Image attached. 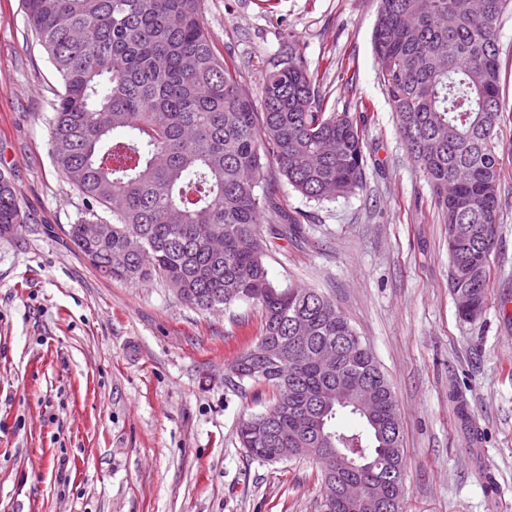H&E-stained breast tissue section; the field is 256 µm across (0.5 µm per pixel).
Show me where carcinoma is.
Listing matches in <instances>:
<instances>
[{
  "label": "carcinoma",
  "instance_id": "obj_1",
  "mask_svg": "<svg viewBox=\"0 0 512 512\" xmlns=\"http://www.w3.org/2000/svg\"><path fill=\"white\" fill-rule=\"evenodd\" d=\"M512 0H379L373 34L383 81L407 149L432 187L448 236L452 289L470 288L487 304L489 257L500 208L502 162L496 152L503 112L499 25ZM27 25L57 73L61 92L50 146L66 183L87 209L66 236L93 267L113 279L158 281L179 289L200 310L243 301L261 309L257 340L231 365V385H265L276 415L261 433L262 414L239 426L245 452L278 462L281 448L357 450L368 473L321 453V494L346 484L379 494L374 480L403 478L402 427L389 425L397 401L369 348L325 374L319 348L354 330L328 296L282 287L269 277L260 233L286 236L300 219L285 216L276 195L257 193L276 165L303 196L347 195L366 182L365 118L328 112L318 72L300 45L268 68L259 98L236 66L220 57L205 26L201 0H23ZM30 223L10 177L0 172V235ZM86 224H108L98 238ZM309 324L295 341L293 323ZM376 387L385 411L370 421L346 397L350 379ZM308 412L318 434L302 438L294 418ZM346 414L360 428L340 427Z\"/></svg>",
  "mask_w": 512,
  "mask_h": 512
}]
</instances>
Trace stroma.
I'll return each mask as SVG.
<instances>
[{"instance_id":"35a3bbf8","label":"stroma","mask_w":512,"mask_h":512,"mask_svg":"<svg viewBox=\"0 0 512 512\" xmlns=\"http://www.w3.org/2000/svg\"><path fill=\"white\" fill-rule=\"evenodd\" d=\"M202 11L250 90L295 41L325 74L327 111L369 108L363 189L318 203L266 169L301 220L268 238L266 264L274 281L333 298L384 371L403 422V512H512V11L499 28L500 224L474 321L457 314L448 231L379 78L377 0ZM333 58L349 61L344 75ZM59 88L22 0H0V171L32 215L0 236V512H319L315 461L262 462L238 443L269 394L224 377L260 335V309L202 311L156 283L104 277L65 237L87 204L51 156Z\"/></svg>"}]
</instances>
